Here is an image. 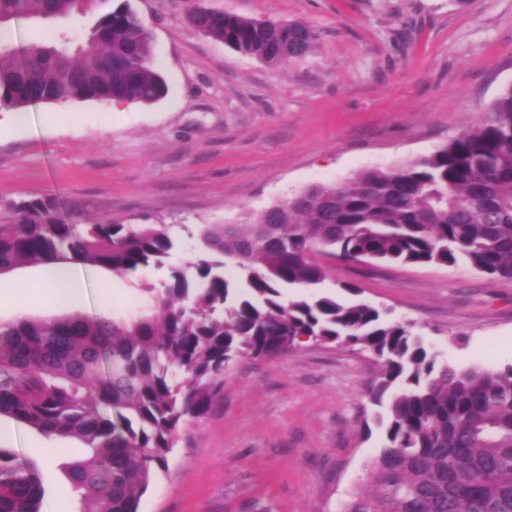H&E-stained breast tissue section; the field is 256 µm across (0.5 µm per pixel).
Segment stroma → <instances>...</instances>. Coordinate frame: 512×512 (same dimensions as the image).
<instances>
[{
    "label": "stroma",
    "mask_w": 512,
    "mask_h": 512,
    "mask_svg": "<svg viewBox=\"0 0 512 512\" xmlns=\"http://www.w3.org/2000/svg\"><path fill=\"white\" fill-rule=\"evenodd\" d=\"M240 16L303 21L319 33L306 56L271 66L199 33L184 0H130L151 33L166 94L112 111L95 101L21 107L0 131V224L12 203L52 197L76 224L175 225L168 267L117 276L77 267V307L35 296L0 306V321L130 317L169 266L189 261L205 224L246 214L316 184L417 160L476 125L512 85V0H202ZM89 25L75 17L22 19L0 29L21 48ZM325 291L356 286L359 300L409 322L438 362L512 366V280L467 265L330 262ZM111 291V307L100 298ZM379 364L367 352L300 343L270 359L238 360L224 396L183 423L168 465L139 512H340L365 487L381 446L366 395ZM0 446L34 461L43 512H78L65 466L85 458L75 438L47 439L0 416ZM59 448L46 458L47 447Z\"/></svg>",
    "instance_id": "stroma-1"
}]
</instances>
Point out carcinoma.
Wrapping results in <instances>:
<instances>
[{"label":"carcinoma","mask_w":512,"mask_h":512,"mask_svg":"<svg viewBox=\"0 0 512 512\" xmlns=\"http://www.w3.org/2000/svg\"><path fill=\"white\" fill-rule=\"evenodd\" d=\"M201 33L265 64L307 55L302 22L254 19L187 0ZM92 0H0V26L86 17ZM151 37L129 0L96 17L84 39L0 44V108L33 102L150 104L166 92ZM51 197L22 201L0 224V270L68 261L127 275L161 266L170 224H68ZM415 266L465 263L512 278V86L481 121L408 164L312 185L242 224L200 228L186 266L131 318L0 322V415L47 437L82 441L69 464L78 512H138L165 468L179 425L204 416L241 358L281 355L306 338L373 353L372 404L387 405L369 487L341 512H512V367L439 364L410 324L329 293L322 259ZM239 270L228 278L224 268ZM36 463L0 448V512H41Z\"/></svg>","instance_id":"1"}]
</instances>
